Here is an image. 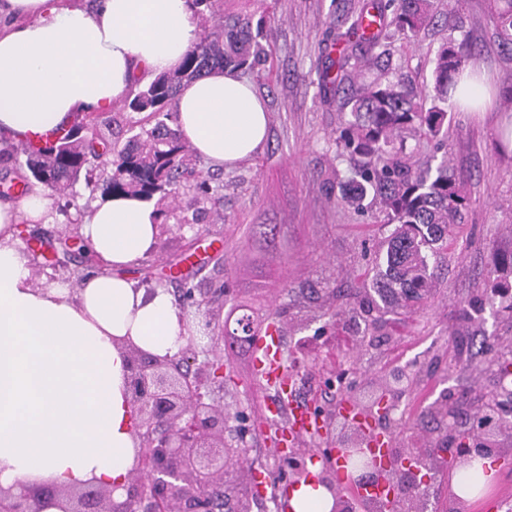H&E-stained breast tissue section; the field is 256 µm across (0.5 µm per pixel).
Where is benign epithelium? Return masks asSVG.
<instances>
[{
    "mask_svg": "<svg viewBox=\"0 0 512 512\" xmlns=\"http://www.w3.org/2000/svg\"><path fill=\"white\" fill-rule=\"evenodd\" d=\"M200 326L210 335L212 345L198 348L195 341L173 357L149 356L132 342L123 345L129 363L127 389L139 421L135 464L122 498L116 488L90 480L77 487H56L50 496L59 512H252L253 494L249 484L235 489L232 473L225 465L230 459H249V448L238 440L228 443L230 432L242 436L231 422L239 410L224 406V383L215 379L212 364L223 361L216 352L213 324L215 310L202 311ZM205 360L198 362V355ZM344 433L336 438L337 448H318L323 467L317 484L332 498L331 512H362L360 503L344 493L336 482L335 457L346 464L345 481L356 486L380 479L364 438L356 426L344 421ZM494 450L461 441L444 451L456 465H469L478 456ZM273 468L288 469V479L300 484L307 478V458L300 452L280 453ZM223 490L222 506L216 508L210 490ZM38 489L14 493L0 487V512H41Z\"/></svg>",
    "mask_w": 512,
    "mask_h": 512,
    "instance_id": "benign-epithelium-1",
    "label": "benign epithelium"
}]
</instances>
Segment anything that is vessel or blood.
<instances>
[{"instance_id": "vessel-or-blood-1", "label": "vessel or blood", "mask_w": 512, "mask_h": 512, "mask_svg": "<svg viewBox=\"0 0 512 512\" xmlns=\"http://www.w3.org/2000/svg\"><path fill=\"white\" fill-rule=\"evenodd\" d=\"M282 352L280 327L277 322L268 321L256 338L252 359L253 374L261 388L275 392L273 399L263 403L261 423L265 432L271 434L275 446L297 448L305 439L319 435L321 426L309 405L294 400L281 367ZM356 421L365 432L367 448L381 458L387 476L369 489L349 488L348 494L376 502L378 512H398L401 492L394 476L397 469L396 439L380 433L375 423L365 416H357ZM253 491L259 495L274 494L280 507L284 508L293 487L288 480L274 482L268 474L258 471L254 474Z\"/></svg>"}]
</instances>
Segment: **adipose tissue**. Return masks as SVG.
<instances>
[{"label":"adipose tissue","mask_w":512,"mask_h":512,"mask_svg":"<svg viewBox=\"0 0 512 512\" xmlns=\"http://www.w3.org/2000/svg\"><path fill=\"white\" fill-rule=\"evenodd\" d=\"M200 32L187 0H0V130L41 134L74 113L126 98L138 75L174 70ZM178 128L213 168L251 156L268 136L253 85L230 71L177 97ZM36 187L0 202V485L15 490L89 478L124 484L137 446L123 341L174 355L187 332L166 289L136 287L125 270L156 243L143 199H98L80 232L103 262L78 287L36 286L21 221L47 223Z\"/></svg>","instance_id":"ef3b65f1"}]
</instances>
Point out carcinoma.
<instances>
[{"label":"carcinoma","mask_w":512,"mask_h":512,"mask_svg":"<svg viewBox=\"0 0 512 512\" xmlns=\"http://www.w3.org/2000/svg\"><path fill=\"white\" fill-rule=\"evenodd\" d=\"M216 2L189 0L204 23L199 38L176 70L138 86L124 100L123 110L144 114L128 123L130 136L124 143L112 139L122 131V122L110 112L59 127L56 137L35 141L27 136L18 144L0 137V162L30 173L32 181L23 183V191L36 182L54 195L74 199L82 181L91 195L134 194L149 201L161 193L188 208L201 203L211 187L203 179L195 194L186 195L190 146L170 126L180 86L215 68L253 70L268 57L261 26H252L248 17H216ZM460 2L448 0L454 23L435 57L429 88L418 91L381 73L366 80L364 73L381 70L390 39L411 40L425 31L435 20L438 0L352 4L348 33L354 39L331 61L335 77H329L328 69L322 73V82L348 90L344 105L350 107V119L336 137V149L357 158L350 176L336 177V203L355 210L373 207L379 223L389 227L369 281L386 313L428 306L435 270L472 205L448 159L452 110L459 99L476 101L482 95L480 88L462 83L467 71L475 70L478 54L454 36L464 24ZM488 5L498 46L512 55V0H488ZM101 164L111 165L102 181L94 175ZM511 273L512 254L492 259L489 300H512ZM234 323L233 340H253L252 315L244 313Z\"/></svg>","instance_id":"1"}]
</instances>
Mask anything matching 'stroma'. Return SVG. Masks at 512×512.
Wrapping results in <instances>:
<instances>
[{"mask_svg": "<svg viewBox=\"0 0 512 512\" xmlns=\"http://www.w3.org/2000/svg\"><path fill=\"white\" fill-rule=\"evenodd\" d=\"M219 4L225 15L263 24L268 61L244 77L265 102L268 137L251 157L224 170L196 159V173L216 187L200 210L153 198L161 217L157 241L127 268L129 279L144 288H166L177 303L184 286H192L196 298L214 301L221 317L247 312L260 327L272 310H281L283 351L297 364V394L332 433L340 431L336 405L348 389L372 395L402 368L412 384L390 412L398 448H434L464 433L475 444L491 440L512 448V415L508 429L493 434L478 420L494 399L512 412V377L499 374L512 344V310L486 299L493 255L512 253V154L497 149L503 111L496 104L484 112L456 110L450 159L472 198L460 237L437 270L429 306L387 316L372 346L360 347L358 330L369 301L364 273L387 230L372 212L338 206L328 183L332 170L352 168L335 145L349 110L341 93L319 85L326 42L336 35V6L332 0ZM447 11L440 4L433 26L416 40H393L390 78L418 85L429 80L448 36ZM463 13L464 31L481 54V72L499 87L512 75V60L493 35L487 0H463ZM256 224L280 226V258L253 237ZM323 301L332 303L337 316L305 321L307 309ZM221 354L233 379L225 399L250 424V461L264 469L273 446L255 427L265 393L251 375L253 351L225 344ZM441 401L454 416L437 433L421 416Z\"/></svg>", "mask_w": 512, "mask_h": 512, "instance_id": "1", "label": "stroma"}]
</instances>
